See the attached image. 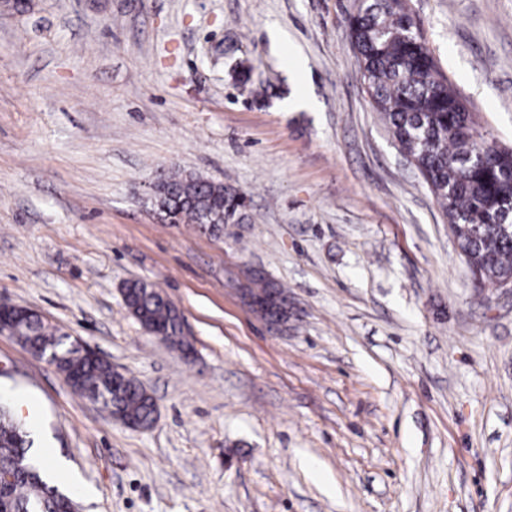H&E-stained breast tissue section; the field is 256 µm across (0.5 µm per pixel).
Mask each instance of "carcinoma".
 Instances as JSON below:
<instances>
[{
  "instance_id": "carcinoma-1",
  "label": "carcinoma",
  "mask_w": 512,
  "mask_h": 512,
  "mask_svg": "<svg viewBox=\"0 0 512 512\" xmlns=\"http://www.w3.org/2000/svg\"><path fill=\"white\" fill-rule=\"evenodd\" d=\"M366 92L401 150L412 160L446 217L461 255L482 282L512 283V152L488 140L453 84L441 72L418 32L406 0H366L349 21ZM159 213L173 224H196L218 234L242 207L232 188L193 173L164 179L155 196ZM246 287L258 297L276 295L281 304L265 316L281 320L288 292L262 272ZM129 312L147 327L182 346L181 314L147 281L126 286ZM4 322L38 356L70 380V386L110 415L137 428L152 427L155 403L134 378L93 359L33 315L7 313ZM32 442L9 406L0 405V512H74L76 504L47 482L32 464Z\"/></svg>"
}]
</instances>
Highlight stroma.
Returning <instances> with one entry per match:
<instances>
[{
    "label": "stroma",
    "mask_w": 512,
    "mask_h": 512,
    "mask_svg": "<svg viewBox=\"0 0 512 512\" xmlns=\"http://www.w3.org/2000/svg\"><path fill=\"white\" fill-rule=\"evenodd\" d=\"M354 0L0 5V303L139 380L112 420L0 334V403L78 512H512V290L475 281L361 80ZM487 138L512 147V0H410ZM184 171L243 194L213 235L164 220ZM288 292V329L237 295ZM145 280L185 349L126 308ZM249 288L255 292L258 297H268L270 295H277L280 298V305L271 307L265 310L264 317L269 319L281 320L285 317V312L281 305L288 301V292L280 285L268 279L261 271H252L248 278L247 284L244 288H238V292L242 301L247 305L257 316L262 319V310L266 306L264 299L258 300L253 298L249 292ZM267 320V319H265Z\"/></svg>",
    "instance_id": "1"
}]
</instances>
